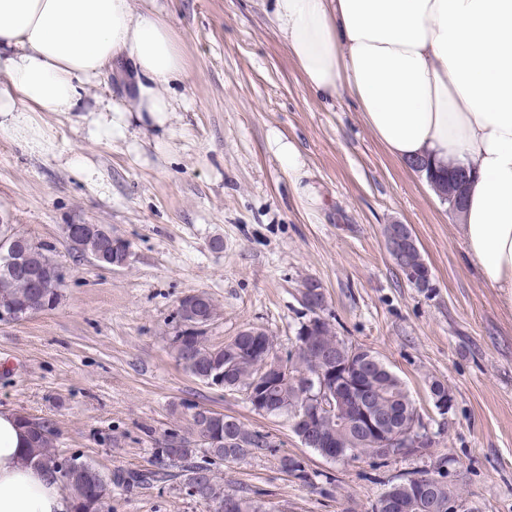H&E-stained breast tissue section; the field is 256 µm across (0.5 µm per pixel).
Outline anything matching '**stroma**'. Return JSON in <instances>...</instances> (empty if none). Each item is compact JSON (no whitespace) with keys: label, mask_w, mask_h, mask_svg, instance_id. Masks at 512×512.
I'll return each mask as SVG.
<instances>
[{"label":"stroma","mask_w":512,"mask_h":512,"mask_svg":"<svg viewBox=\"0 0 512 512\" xmlns=\"http://www.w3.org/2000/svg\"><path fill=\"white\" fill-rule=\"evenodd\" d=\"M131 4L169 22L184 54L166 148L140 135L89 143L73 121L41 113L60 148L94 169L89 180L0 136V219L47 244L65 273L56 308L0 325V407L50 420L57 455H81L105 474L151 467L170 431L191 434V406L211 408L267 434L271 450L214 472L277 512H370L388 481L417 470L443 471L480 512H512V310L470 265L459 219L386 152L348 94L327 100L308 85L266 0ZM275 133L297 148L319 203L296 192L270 145ZM67 224H101L125 239L128 266L74 254ZM389 224L411 227L431 289L414 288L391 260ZM309 278L338 336L378 352L438 431L428 455L326 460L287 417L259 414L244 392L209 387L177 362L170 338L183 295L214 299L208 344L254 326L283 353ZM435 381L452 396L448 415L430 397ZM286 454L305 459L313 485L281 470ZM107 503L112 512H206L176 475Z\"/></svg>","instance_id":"1"}]
</instances>
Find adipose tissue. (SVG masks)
I'll return each mask as SVG.
<instances>
[{
  "mask_svg": "<svg viewBox=\"0 0 512 512\" xmlns=\"http://www.w3.org/2000/svg\"><path fill=\"white\" fill-rule=\"evenodd\" d=\"M280 37L320 95L345 92L385 149L469 174V256L512 308V0H270ZM186 77L169 23L130 0H0V134L57 154L39 112L78 114L90 142L154 133ZM113 83L85 110L89 87ZM28 436L0 409V512H70L58 482L26 460Z\"/></svg>",
  "mask_w": 512,
  "mask_h": 512,
  "instance_id": "obj_1",
  "label": "adipose tissue"
}]
</instances>
